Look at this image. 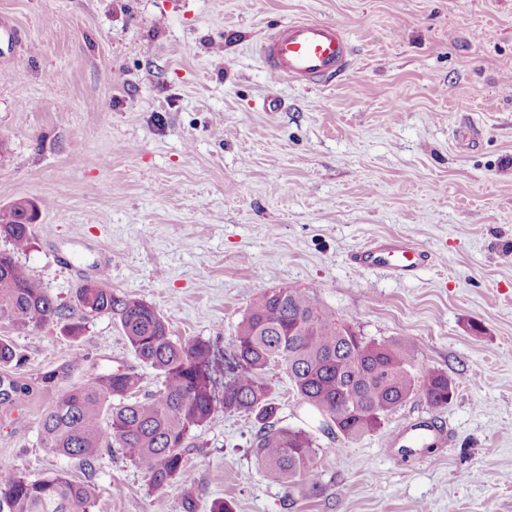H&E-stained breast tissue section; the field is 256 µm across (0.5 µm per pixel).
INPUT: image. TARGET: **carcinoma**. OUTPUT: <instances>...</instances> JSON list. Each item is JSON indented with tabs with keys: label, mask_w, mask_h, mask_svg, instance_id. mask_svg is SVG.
I'll return each instance as SVG.
<instances>
[{
	"label": "carcinoma",
	"mask_w": 512,
	"mask_h": 512,
	"mask_svg": "<svg viewBox=\"0 0 512 512\" xmlns=\"http://www.w3.org/2000/svg\"><path fill=\"white\" fill-rule=\"evenodd\" d=\"M39 212L40 205L29 199L0 209V238L10 244V250L0 251V318L24 327L61 316L60 307L15 260L31 244ZM76 298L85 315L108 316L120 326L137 358L158 373V392L138 396L141 378L131 371L93 369L71 382L66 367L44 372L34 383L1 375L0 406L24 401L36 387L56 391L39 418L41 448L77 460L88 473L104 452L123 449L145 472L154 512L165 509L167 487L192 480V433L219 407L258 423L253 451L267 477L291 493L324 491L312 436L277 424L267 379L273 366L282 367L300 399L349 441L377 432L412 397L440 410L453 396L442 371L419 381L414 343L361 336L305 289L279 288L253 300L232 338L235 366L221 397L213 386L209 341L173 339L152 306L104 283L99 288L83 283ZM95 500L94 487L65 471L32 479L0 468V512H73L75 507L91 512Z\"/></svg>",
	"instance_id": "obj_1"
}]
</instances>
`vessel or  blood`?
Instances as JSON below:
<instances>
[{"mask_svg":"<svg viewBox=\"0 0 512 512\" xmlns=\"http://www.w3.org/2000/svg\"><path fill=\"white\" fill-rule=\"evenodd\" d=\"M260 52L275 80L329 81L350 64L341 27L316 20H299L279 28L263 41ZM429 261V254L407 237L373 242L353 259L359 269L382 268L399 278L414 276ZM401 439L409 449L442 447L448 442L445 431L430 421L407 427Z\"/></svg>","mask_w":512,"mask_h":512,"instance_id":"obj_1","label":"vessel or blood"}]
</instances>
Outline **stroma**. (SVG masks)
<instances>
[{
  "instance_id": "stroma-1",
  "label": "stroma",
  "mask_w": 512,
  "mask_h": 512,
  "mask_svg": "<svg viewBox=\"0 0 512 512\" xmlns=\"http://www.w3.org/2000/svg\"><path fill=\"white\" fill-rule=\"evenodd\" d=\"M3 16L24 43L0 52V207L41 202L17 260L62 310L34 329L0 320L23 358L9 374L78 353L72 380L119 368L158 389L120 327L78 307L77 288L99 280L155 307L174 339L210 341L220 393L251 301L305 288L360 335L413 342L417 376L447 373L452 399L411 398L349 442L272 368L279 423L314 437L324 492L268 479L257 423L220 411L166 512L189 498L196 512H512V0H0ZM300 18L342 26L339 78H269L261 41ZM392 236L430 263L410 279L354 267ZM79 317L76 342L64 325ZM53 398L0 407V464L91 479L94 512H153L124 450L88 477L41 448ZM428 419L447 447L387 451Z\"/></svg>"
}]
</instances>
